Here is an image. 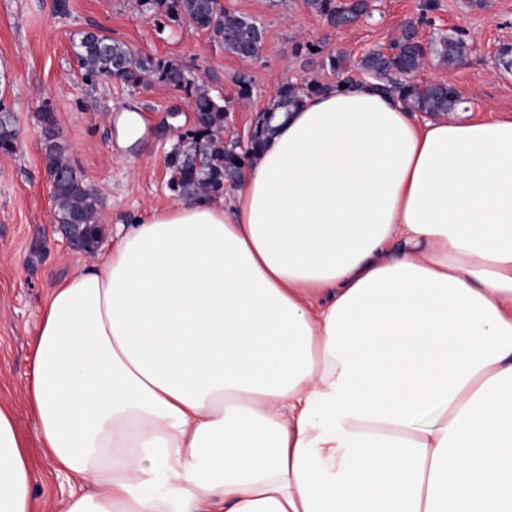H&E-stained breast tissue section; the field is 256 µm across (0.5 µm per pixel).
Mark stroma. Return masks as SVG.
<instances>
[{
  "label": "stroma",
  "instance_id": "stroma-1",
  "mask_svg": "<svg viewBox=\"0 0 512 512\" xmlns=\"http://www.w3.org/2000/svg\"><path fill=\"white\" fill-rule=\"evenodd\" d=\"M257 19L264 31L261 53L240 58L213 43L206 30L137 12L131 0H0V99L12 109L19 132L13 152H0V404L9 406L28 445L36 512H63L77 481L55 472L39 447L36 422L24 401L31 338L53 288L89 267L95 252L70 253L56 232L55 205L47 179L37 113H55L66 154L85 182L101 193L103 244L157 209L175 203L167 187L166 157L193 126L190 99L155 82L133 88L117 81L87 82L76 57L80 32L101 30L144 55L176 60L224 102L229 137L246 136L256 113L268 109L286 80L335 83L323 68L326 52L350 60L387 44L409 18L428 12L423 37L464 29L470 43L455 68L428 61L419 81H445L459 90L460 113L512 117V69L499 61L512 46V0H377L371 19L335 29L306 0H223ZM316 52L295 53L296 44ZM250 92L241 95L238 79ZM135 112L143 125L130 145L118 142L117 122Z\"/></svg>",
  "mask_w": 512,
  "mask_h": 512
}]
</instances>
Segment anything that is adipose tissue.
I'll use <instances>...</instances> for the list:
<instances>
[{
    "instance_id": "1",
    "label": "adipose tissue",
    "mask_w": 512,
    "mask_h": 512,
    "mask_svg": "<svg viewBox=\"0 0 512 512\" xmlns=\"http://www.w3.org/2000/svg\"><path fill=\"white\" fill-rule=\"evenodd\" d=\"M25 400L64 512H512V117L305 98L53 288ZM32 477L0 405V512Z\"/></svg>"
}]
</instances>
